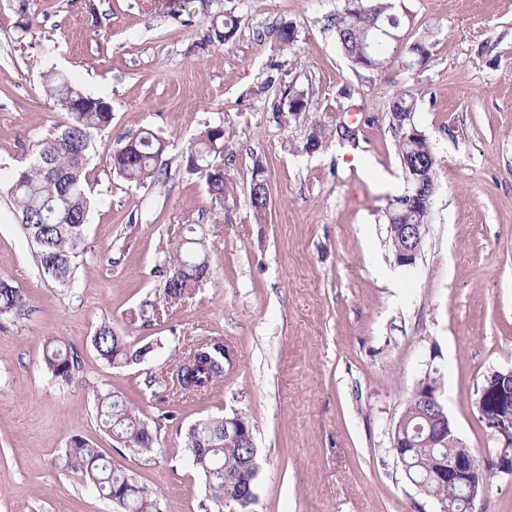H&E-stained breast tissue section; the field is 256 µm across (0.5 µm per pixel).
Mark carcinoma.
<instances>
[{
    "mask_svg": "<svg viewBox=\"0 0 512 512\" xmlns=\"http://www.w3.org/2000/svg\"><path fill=\"white\" fill-rule=\"evenodd\" d=\"M408 13H399L395 0H347L343 8L326 19V28L336 34V41L354 70L384 72L394 67L398 48L426 62L431 57L430 46L419 41L405 45L404 28ZM46 90L56 105L67 114L60 127L36 145L31 165L10 176L9 196L22 228L30 240L41 271L63 288L76 287V271L83 262L87 246L84 226L91 205V190L86 179V167L94 150L97 135L112 121V113L99 108L71 110V101L84 96L109 106L104 98L88 93L61 73L45 76ZM416 112V102L406 95L396 96L389 105V119L397 139V152L403 175L424 167L437 171L438 161L432 144L419 151L409 137V122L404 114ZM133 143L120 166L113 172L129 182H157L163 170V155L167 142L149 129L121 138L119 147ZM224 156V126L206 127L187 148V168L205 179L214 200L224 198L226 179L216 175L224 171L218 159ZM250 209L256 222L265 221L271 205L264 169L256 166L249 184ZM432 197H427L416 211L387 210L389 224L427 223ZM159 278L163 297L181 300L211 278L210 248L203 228L188 224L175 249V259H164L154 269ZM31 314L27 295L5 279H0V331L18 326ZM174 348L181 351L172 376L151 375L148 387L165 388L174 385L184 394H203L212 390L224 378L228 355L224 343L213 338H201L184 346L182 337L171 338ZM91 345L102 361L110 366L140 361L153 352L145 344L134 348L112 324L102 322L91 336ZM43 368L56 383L74 382L80 371L78 357L62 351L52 337L44 339ZM97 420L105 432L131 453L151 459L157 451L158 433L163 421L172 417L158 410L153 417L142 418L128 407L120 393L104 383L94 390ZM402 427L416 445L404 452L408 479L421 483L423 493L440 496L452 512H469L461 492L453 485L437 486L430 480L441 455L480 453L463 444L433 443L431 433L438 427L439 413L412 393L402 414ZM185 448L189 464L203 478L205 499L200 512H251L257 499L256 486L260 472L258 449L245 439L224 428V418L215 417L198 422L186 433ZM63 467L92 485L99 494L112 501L120 512H160L158 499L138 480L104 457L88 440L75 436L64 451Z\"/></svg>",
    "mask_w": 512,
    "mask_h": 512,
    "instance_id": "1",
    "label": "carcinoma"
}]
</instances>
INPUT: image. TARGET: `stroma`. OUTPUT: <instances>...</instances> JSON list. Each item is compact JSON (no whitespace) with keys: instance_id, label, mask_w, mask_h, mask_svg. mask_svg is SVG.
<instances>
[{"instance_id":"1","label":"stroma","mask_w":512,"mask_h":512,"mask_svg":"<svg viewBox=\"0 0 512 512\" xmlns=\"http://www.w3.org/2000/svg\"><path fill=\"white\" fill-rule=\"evenodd\" d=\"M407 42L431 57L412 68L354 71L325 19L342 0H0V173L29 166L65 113L44 77L61 72L112 106L86 173L94 202L78 290L38 268L0 185V278L32 314L0 332V512H114L58 458L93 441L137 473L161 512H199L200 475L185 460L196 422L233 413L253 426L262 466L253 512H439L406 477L391 431L431 350L441 399L461 438L492 454L473 406L484 375L512 367V0H402ZM236 17L229 42L214 40ZM292 23L284 47L270 31ZM327 120L319 150L309 126L273 112L288 85ZM400 94L440 161L415 266L393 256L385 211L405 187L389 123ZM355 122L359 146L331 121ZM224 126L228 190L212 200L186 169L188 145ZM149 128L169 144L153 185L112 170L119 137ZM271 194L264 223L248 201L255 167ZM207 232L212 277L166 303L156 264L185 225ZM159 315L144 323V302ZM112 322L129 343L161 342L143 360L103 363L90 337ZM78 353L72 384L50 382L43 339ZM174 336L221 338L232 363L213 393L150 388ZM107 383L145 415L173 411L146 463L98 427L93 388Z\"/></svg>"}]
</instances>
